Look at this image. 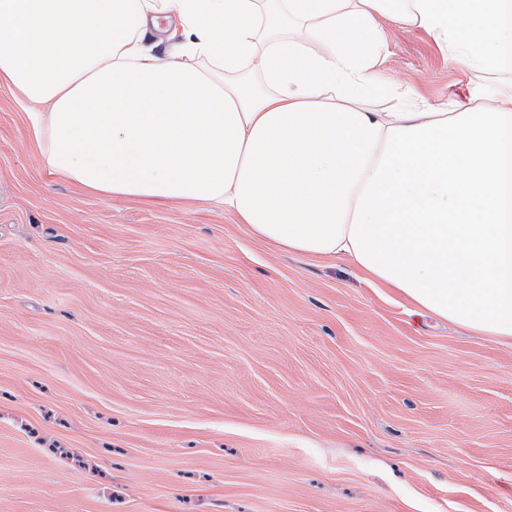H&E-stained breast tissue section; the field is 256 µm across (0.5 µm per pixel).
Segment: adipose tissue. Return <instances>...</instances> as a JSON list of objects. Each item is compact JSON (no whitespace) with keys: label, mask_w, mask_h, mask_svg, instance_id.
Instances as JSON below:
<instances>
[{"label":"adipose tissue","mask_w":512,"mask_h":512,"mask_svg":"<svg viewBox=\"0 0 512 512\" xmlns=\"http://www.w3.org/2000/svg\"><path fill=\"white\" fill-rule=\"evenodd\" d=\"M388 21L512 73V0H0V85L50 176L222 208L512 340V89L434 107L379 86Z\"/></svg>","instance_id":"ef3b65f1"}]
</instances>
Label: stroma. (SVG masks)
<instances>
[{"mask_svg": "<svg viewBox=\"0 0 512 512\" xmlns=\"http://www.w3.org/2000/svg\"><path fill=\"white\" fill-rule=\"evenodd\" d=\"M378 82L511 84L391 24ZM0 512H512V343L224 210L48 177L0 86Z\"/></svg>", "mask_w": 512, "mask_h": 512, "instance_id": "stroma-1", "label": "stroma"}]
</instances>
